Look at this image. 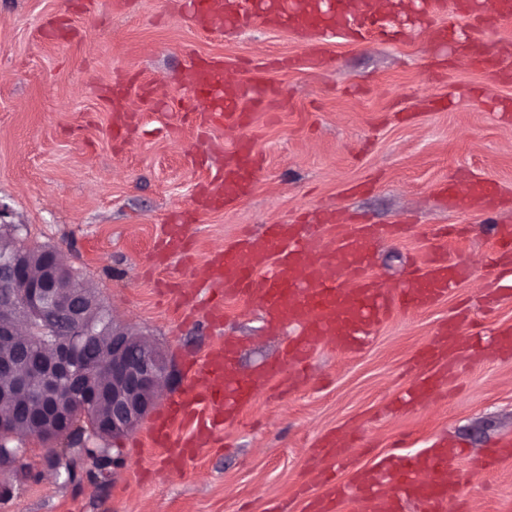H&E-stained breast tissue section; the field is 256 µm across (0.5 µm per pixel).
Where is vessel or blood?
<instances>
[{
  "label": "vessel or blood",
  "mask_w": 512,
  "mask_h": 512,
  "mask_svg": "<svg viewBox=\"0 0 512 512\" xmlns=\"http://www.w3.org/2000/svg\"><path fill=\"white\" fill-rule=\"evenodd\" d=\"M184 7L204 32L257 23L284 27L320 44L354 33L382 40L392 35L381 24L374 0H359L358 9L352 12L347 11L345 0H184ZM451 9L476 28L512 18V0H456L452 5L447 0H422L421 13L427 19ZM432 34L439 43H452L474 68L500 80L512 79V58L455 24L438 25ZM226 67L221 60L201 63L192 58L185 68L186 83L210 103L199 115L201 123L209 127L248 125L251 108L269 105L275 99L273 90L224 80ZM208 151L222 156L223 161L215 180L200 188L197 203L218 210L250 192L259 163L246 138L233 151H224L218 142L211 143ZM495 191V184L488 180L473 181L468 202L478 211L490 210ZM378 233L373 224L346 228L341 211L328 208L306 224L268 225L260 247L242 241L212 253L209 262L217 299L209 303L205 323L212 325L222 318L223 299L248 297L257 304L270 330L279 331L286 324L295 328L287 360L298 364L327 339L337 349H356L394 312L436 305L469 276L464 264L432 255L422 274L399 286L382 283L369 272ZM164 240L169 252H184L186 224L171 221L165 227ZM460 341L458 323H446L430 352L438 365L439 380L450 375L448 351ZM237 351L238 344L231 338L210 349L201 362L210 383L184 392L152 422L149 435L154 444L167 448L169 459H190L213 446L219 430L234 422L241 408L283 371L282 365L273 364L240 374L234 366ZM178 425L184 433L177 437L173 429ZM457 457L456 449L439 444L355 468L350 481L325 479L319 489L307 493L305 512H337L351 499L359 502L361 512H405L410 504L418 512H448L449 505L462 499L460 486L448 481V466Z\"/></svg>",
  "instance_id": "b4317fda"
}]
</instances>
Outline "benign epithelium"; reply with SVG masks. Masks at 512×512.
<instances>
[{
  "label": "benign epithelium",
  "mask_w": 512,
  "mask_h": 512,
  "mask_svg": "<svg viewBox=\"0 0 512 512\" xmlns=\"http://www.w3.org/2000/svg\"><path fill=\"white\" fill-rule=\"evenodd\" d=\"M66 268L49 252L32 268L26 250L0 251V336L12 353L0 352V378L14 395L42 398L32 420L37 437L51 447L73 413L72 398L85 408L107 403L109 421L87 430L93 438H114L137 429L156 405L158 391L169 384L170 364L149 336L133 332L112 319L108 357L112 366L101 380L98 369L83 359L88 329L82 294L64 291ZM49 347L43 367L33 368L19 351L34 343Z\"/></svg>",
  "instance_id": "1"
}]
</instances>
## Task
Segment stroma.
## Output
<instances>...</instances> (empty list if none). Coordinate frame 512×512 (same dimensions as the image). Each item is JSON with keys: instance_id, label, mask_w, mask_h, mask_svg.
Listing matches in <instances>:
<instances>
[{"instance_id": "stroma-1", "label": "stroma", "mask_w": 512, "mask_h": 512, "mask_svg": "<svg viewBox=\"0 0 512 512\" xmlns=\"http://www.w3.org/2000/svg\"><path fill=\"white\" fill-rule=\"evenodd\" d=\"M394 19L395 42L338 38L313 65L306 41L283 29L200 32L180 0H0V204L28 243L57 251L117 319L163 350L173 381L155 412L198 384L202 356L224 337L241 345L239 372L283 357L286 336L267 329L252 301L226 299L217 329L195 309L210 286L200 266L241 233L258 239L264 225L332 204L356 221L402 225L375 246L382 282H404L434 251L471 269L445 300L394 314L362 348L323 343L307 383L275 378L214 447L180 467L164 462L143 425L115 440L123 463L113 479L76 486L25 438L19 471L0 472V512H265L275 501L298 510L320 439L339 429L358 465L456 443L463 453L448 478L463 480L469 512L512 504V459L487 461L512 438V360L485 343L464 347L452 383L428 401L403 400L429 372L417 354L448 317L467 309L484 332L512 327V293L494 288L490 226L465 201L470 180L497 182L506 203L495 221L512 225V120L491 114L512 83L430 43L434 23L414 7ZM190 56L236 61L226 78L276 87V104L245 128L203 127L182 77ZM118 82L136 115L119 130L107 99ZM146 83L162 108L141 100ZM245 137L260 160L251 193L222 211L198 208L210 142L229 152ZM445 182L456 200L440 193ZM176 215L187 219L188 248L165 258L159 243Z\"/></svg>"}]
</instances>
